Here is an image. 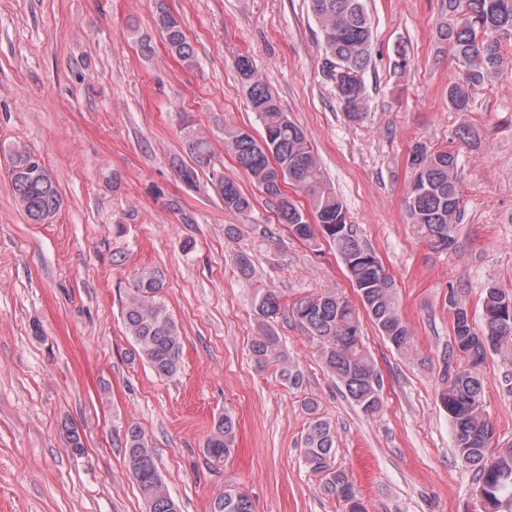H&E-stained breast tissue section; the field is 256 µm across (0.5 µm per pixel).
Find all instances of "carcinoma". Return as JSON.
I'll return each instance as SVG.
<instances>
[{"label":"carcinoma","instance_id":"obj_1","mask_svg":"<svg viewBox=\"0 0 512 512\" xmlns=\"http://www.w3.org/2000/svg\"><path fill=\"white\" fill-rule=\"evenodd\" d=\"M310 12L322 35L327 74L346 117L361 122L368 110L364 73L371 62L372 21L364 0H309ZM156 25L170 53L187 69L198 60L179 17L158 0ZM437 40L447 45L461 77L448 84V108L470 112L474 93L500 72L502 40L512 37V0H442V21ZM240 88L260 121L263 133L255 137L238 126L224 127V144L237 166L276 204L278 223L318 252L322 243L335 247L352 288L379 334L404 357L415 353L413 335L403 320L395 281L377 255L366 246L356 225L348 222L346 208L325 179L304 131L284 112L278 99L259 78L251 59L236 62ZM192 164L180 165L181 179L194 184L198 171L213 168L207 142L197 136L186 140ZM408 164L412 180L404 207L408 224L431 249L444 251L455 243L461 216L459 155L454 150L415 144ZM224 209L252 210L253 200L233 179L213 175ZM14 202L33 224H51L63 198L48 169L24 150L15 152L10 168ZM305 194L306 204L289 191ZM160 275L142 270L122 308V319L135 351L161 379L175 376L181 366V330L159 296ZM282 309L273 289L260 291L254 300L260 335L251 344L259 366L274 363L287 386L300 383L271 322ZM294 321L315 344L322 364L344 386L363 412L381 408L380 373L363 345L360 314L351 301L334 291L308 293L291 306ZM468 311L457 307L452 327L457 352L476 365L490 350L512 344V292L491 282L483 288L482 321L478 331L467 322ZM484 382L470 368L443 377L438 400L454 430L456 455L474 466L479 477L483 512H512V446L493 447L494 431L482 417ZM236 422L226 414L214 421L205 452L211 459L234 452ZM128 471L146 501L149 512H177L178 505L159 473L154 450L143 430L128 426L125 433ZM301 453L308 469L321 477L323 490L344 503L345 512H364L348 475L336 467L335 428L321 417L311 419ZM212 512H255L249 496L227 488Z\"/></svg>","mask_w":512,"mask_h":512}]
</instances>
